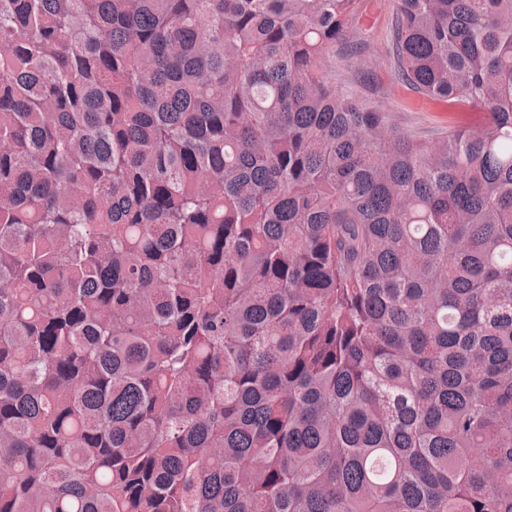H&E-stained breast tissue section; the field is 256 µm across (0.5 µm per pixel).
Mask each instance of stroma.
Wrapping results in <instances>:
<instances>
[{"label": "stroma", "instance_id": "stroma-1", "mask_svg": "<svg viewBox=\"0 0 512 512\" xmlns=\"http://www.w3.org/2000/svg\"><path fill=\"white\" fill-rule=\"evenodd\" d=\"M397 0H365L360 19L366 42L357 59L359 68L349 67L345 50L336 53V86L366 98L380 111L389 113L402 132L427 140L446 136L450 123L475 124L482 120L478 109L449 111L445 102L422 97L398 82L392 66L390 28Z\"/></svg>", "mask_w": 512, "mask_h": 512}]
</instances>
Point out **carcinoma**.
I'll return each mask as SVG.
<instances>
[{
  "instance_id": "carcinoma-1",
  "label": "carcinoma",
  "mask_w": 512,
  "mask_h": 512,
  "mask_svg": "<svg viewBox=\"0 0 512 512\" xmlns=\"http://www.w3.org/2000/svg\"><path fill=\"white\" fill-rule=\"evenodd\" d=\"M0 0V512H512V0ZM360 19L366 29V42L355 59L359 70L350 68L345 59L347 48L337 51L336 88L349 90L366 98L380 111L389 112L390 119L402 132L418 138L437 140L448 135L450 122L476 124L483 118L479 109L448 112L443 101L422 97L409 86L398 82L392 66L390 28L397 10V0H364Z\"/></svg>"
}]
</instances>
